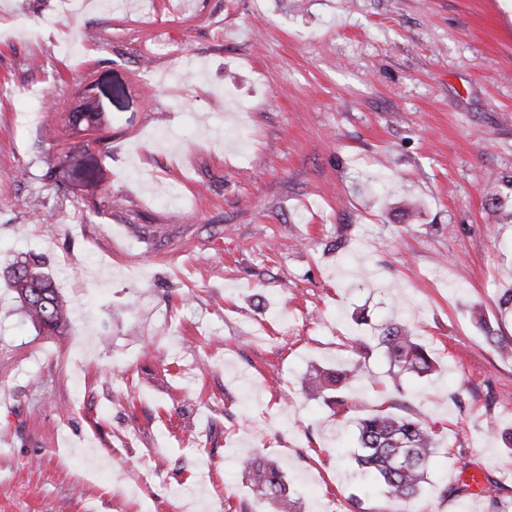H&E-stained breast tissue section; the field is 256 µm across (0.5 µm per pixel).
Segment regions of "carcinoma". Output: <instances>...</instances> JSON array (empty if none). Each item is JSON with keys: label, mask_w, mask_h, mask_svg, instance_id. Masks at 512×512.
Instances as JSON below:
<instances>
[{"label": "carcinoma", "mask_w": 512, "mask_h": 512, "mask_svg": "<svg viewBox=\"0 0 512 512\" xmlns=\"http://www.w3.org/2000/svg\"><path fill=\"white\" fill-rule=\"evenodd\" d=\"M98 120L97 112L69 113V122L78 131L97 128ZM6 287L15 293L24 315L33 325L52 333L67 326L70 318L67 301L40 261L26 258L13 263ZM478 325L490 346L505 355L512 353V337L498 335L483 318ZM356 343L363 359L372 346L381 348L396 376L402 373L421 376L435 370L431 350L402 322L379 329L373 345L362 339ZM363 371L364 365L359 362L334 372L317 371L303 378V387L310 395L338 392L363 379ZM357 431L356 460L362 474L376 481L393 499L409 501L418 496L436 443L426 416L378 411L359 419ZM244 470L252 491L266 500L272 512H299L278 465L254 456L244 460Z\"/></svg>", "instance_id": "cac0c4a2"}]
</instances>
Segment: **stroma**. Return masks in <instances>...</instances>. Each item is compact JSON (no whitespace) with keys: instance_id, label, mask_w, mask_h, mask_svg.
<instances>
[{"instance_id":"1","label":"stroma","mask_w":512,"mask_h":512,"mask_svg":"<svg viewBox=\"0 0 512 512\" xmlns=\"http://www.w3.org/2000/svg\"><path fill=\"white\" fill-rule=\"evenodd\" d=\"M1 28L0 277L38 257L71 319L37 333L0 281V512H267L254 453L301 512L512 503V357L474 319L512 336L504 0H0ZM394 318L435 371L375 350L338 415L304 393ZM379 410L436 430L413 501L358 472ZM92 87L94 89L91 91L90 98L91 107L94 112H69V122L74 130L88 131L89 129H95L98 126L97 122L99 120L100 112H96V110L97 106L99 107V102L94 85H92Z\"/></svg>"}]
</instances>
